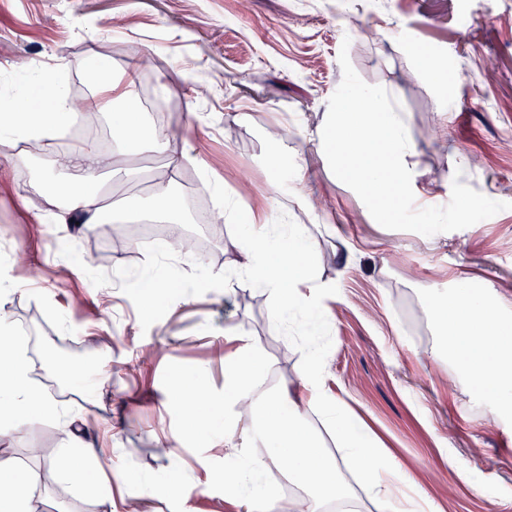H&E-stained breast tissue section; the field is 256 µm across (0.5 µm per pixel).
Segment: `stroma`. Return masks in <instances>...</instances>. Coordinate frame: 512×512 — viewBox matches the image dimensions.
Here are the masks:
<instances>
[{"mask_svg": "<svg viewBox=\"0 0 512 512\" xmlns=\"http://www.w3.org/2000/svg\"><path fill=\"white\" fill-rule=\"evenodd\" d=\"M344 45L361 79L391 92L404 115L412 185L423 194L416 207L446 205L457 178L507 210L439 233L433 247L371 217L317 139ZM420 52L443 59L447 92L417 67ZM105 57L103 78L122 72L135 96L150 86L175 101L161 124L201 160L169 184L184 213L213 202L214 183L234 203L222 229L185 225L207 243L200 271L151 239L157 151L126 146L138 174L111 176L113 211L136 236L130 248L81 224L50 223L56 207L43 178L78 180L52 167L64 139L0 174V271L20 285L9 317L39 390L87 421L86 442L109 450L112 512H237L221 480L223 415L209 412L203 435L190 433L175 398L194 386L221 401L224 368L249 337L276 386L297 383L316 349L324 392L369 424L414 477L413 493H427L440 512H512V415L493 417L453 365L432 358L429 307L455 278L475 276L512 309V0H0V100L27 101L26 71L89 83L88 62ZM276 140L307 169L305 182L279 192L269 163ZM279 214L318 240L317 273L334 284L309 292L324 312L304 339L269 331L260 288L228 291L207 275L233 259L248 220ZM147 274L167 282L162 295L143 287ZM94 364L102 394L61 376ZM77 445L70 427L44 419L0 453L42 471L41 512H102L37 454ZM445 450L468 481L444 465ZM175 474L185 481L179 495L168 488Z\"/></svg>", "mask_w": 512, "mask_h": 512, "instance_id": "stroma-1", "label": "stroma"}]
</instances>
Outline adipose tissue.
<instances>
[{"mask_svg": "<svg viewBox=\"0 0 512 512\" xmlns=\"http://www.w3.org/2000/svg\"><path fill=\"white\" fill-rule=\"evenodd\" d=\"M67 97L58 85L54 71L43 70L35 103L18 112L0 114V141L17 146L16 155H1L0 170L24 158L23 147L30 142L52 139L65 117ZM92 108L113 111L116 137L128 144L149 142L164 148L165 163L157 172L165 180L177 172L188 156V147L173 149L171 137L161 126L141 118L133 93L122 77L97 83L90 101ZM118 162L116 153L91 144L71 151L68 165L79 173L81 183L57 188L63 201L53 219L58 224H101L108 220L107 208L98 186L99 176ZM316 240L305 235L298 224L275 231L273 224H252L240 244L235 274L262 288L272 303L268 325L281 331L288 316L307 312L309 303L299 289L303 286L325 289L314 259ZM18 290L14 281L0 279V335L7 344L0 346V436H19L35 422L60 417L58 405L39 393L32 384L27 366V349L16 335L7 306ZM439 343L435 357L448 358L462 373L467 384L485 392L493 413L512 411V315L497 299L483 293L472 279H461L448 298L430 301ZM265 362L262 347L250 341L225 373L224 405L230 419L224 427L225 445H233L238 432L258 434L267 452L238 451L234 464L224 468V484L240 498L245 512H272V492L254 490L256 478L277 466L281 456H289L293 466L288 480L302 489L307 512H326L332 501L348 500L335 459L325 456L318 440L307 427V418L316 413L337 423L342 450L349 463L364 477L382 512H411L405 490L410 475L362 421L349 417L347 406L322 392L325 364L316 353H309L302 366L300 388L262 389ZM105 449H81L70 457L69 473L80 474L84 486L98 502H111L112 493L101 462ZM41 472L21 469L10 460L0 461V512H38Z\"/></svg>", "mask_w": 512, "mask_h": 512, "instance_id": "obj_1", "label": "adipose tissue"}]
</instances>
